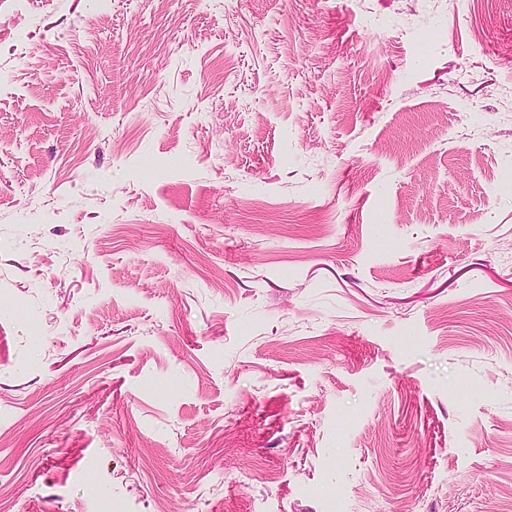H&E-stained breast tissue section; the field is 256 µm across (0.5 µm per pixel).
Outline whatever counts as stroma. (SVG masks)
Instances as JSON below:
<instances>
[{
    "label": "stroma",
    "mask_w": 512,
    "mask_h": 512,
    "mask_svg": "<svg viewBox=\"0 0 512 512\" xmlns=\"http://www.w3.org/2000/svg\"><path fill=\"white\" fill-rule=\"evenodd\" d=\"M0 512H512V0H17Z\"/></svg>",
    "instance_id": "35a3bbf8"
}]
</instances>
